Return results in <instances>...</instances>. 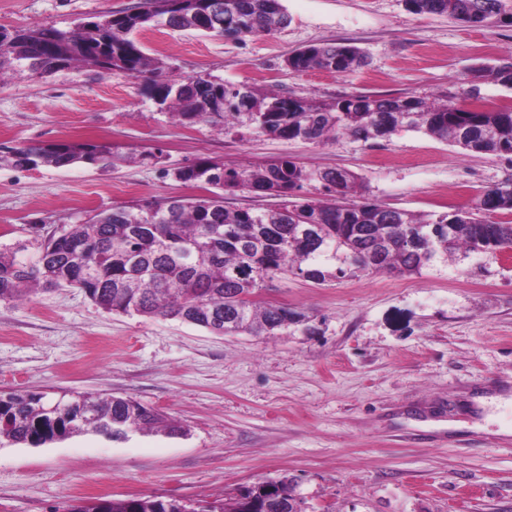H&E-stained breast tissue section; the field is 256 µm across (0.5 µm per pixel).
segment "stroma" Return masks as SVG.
Returning <instances> with one entry per match:
<instances>
[{"mask_svg":"<svg viewBox=\"0 0 512 512\" xmlns=\"http://www.w3.org/2000/svg\"><path fill=\"white\" fill-rule=\"evenodd\" d=\"M138 0H0V31L75 28ZM290 24L228 39L159 25L140 31L171 76L247 83L329 102L452 95L483 104L512 91L472 71L512 57V26L416 15L403 0H282ZM360 48L365 66L296 73L285 59L313 43ZM89 142L117 166H0V247L31 242L89 211L203 190L163 176L209 157L259 167L288 157L359 173L368 198L414 213L469 206L512 176L492 155L402 130L364 143L224 134L183 126L142 80L73 64L51 75L0 71V147ZM154 153L157 163L137 154ZM262 300L312 316L285 336H216L171 318L104 311L76 288L0 302V391L130 397L178 422V435L88 431L31 447L0 440V512H64L78 499L174 495L221 499L288 477L310 512H512V260L480 271L439 262L421 273L318 285L267 282ZM490 397L484 414L474 400Z\"/></svg>","mask_w":512,"mask_h":512,"instance_id":"obj_1","label":"stroma"}]
</instances>
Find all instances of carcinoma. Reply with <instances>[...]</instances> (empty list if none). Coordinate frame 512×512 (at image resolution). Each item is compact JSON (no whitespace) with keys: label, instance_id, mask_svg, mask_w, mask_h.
<instances>
[{"label":"carcinoma","instance_id":"obj_1","mask_svg":"<svg viewBox=\"0 0 512 512\" xmlns=\"http://www.w3.org/2000/svg\"><path fill=\"white\" fill-rule=\"evenodd\" d=\"M414 14L443 15L470 25L512 24L509 0H405ZM281 0H141L134 8L82 21L72 30L39 27L0 36V71L17 63L51 74L72 63L145 80L151 98L174 110L183 125L207 122L226 134H264L312 143L349 136L386 139L401 130L422 132L467 152L494 155L512 165V105L468 103L462 90L442 102L426 97L381 98L351 94L320 104L256 93L246 83L203 78L172 80L134 33L151 25L202 31L241 40L287 26ZM365 64L356 47L308 45L286 59L296 72L349 73ZM477 77L512 91V63L481 67ZM121 159L91 143L28 142L0 150V166L113 165ZM184 184L212 187L209 195L168 197L99 211L37 242L0 248V301L28 298L52 288H78L110 313L178 319L224 336H278L292 327L310 333V316L280 304H258L265 280L294 275L322 284L339 275L419 274L456 256L485 261L509 258L512 180L499 183L468 209L414 214L362 200V177L352 171L311 169L288 157L261 168L226 167L208 158L166 170ZM320 187L322 197L307 195ZM248 188L278 199L265 211L229 209L224 193ZM92 430L114 440L130 432H180L140 402L121 396L0 392V438L40 446ZM294 498L291 480L272 491L251 485L201 512H274ZM163 496L101 499L66 512H180Z\"/></svg>","mask_w":512,"mask_h":512}]
</instances>
